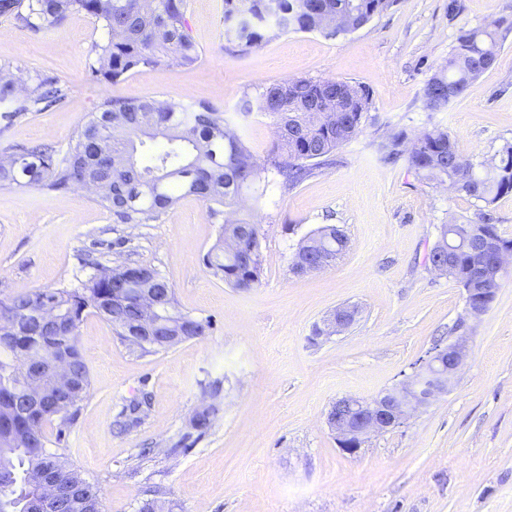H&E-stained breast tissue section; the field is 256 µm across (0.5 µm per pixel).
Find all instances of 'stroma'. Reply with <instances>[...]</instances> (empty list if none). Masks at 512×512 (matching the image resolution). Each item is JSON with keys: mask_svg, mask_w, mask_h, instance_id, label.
Masks as SVG:
<instances>
[{"mask_svg": "<svg viewBox=\"0 0 512 512\" xmlns=\"http://www.w3.org/2000/svg\"><path fill=\"white\" fill-rule=\"evenodd\" d=\"M449 1L394 0L336 38L279 32L243 51L224 38V0H186L197 61L114 83L90 71L103 37L94 17L74 12L60 27L32 32L0 16V64L25 81L53 76L66 93L48 110L0 119V156L37 144L67 151L77 127L111 97L203 100L263 166L236 209L261 227L263 273L248 290L206 268L222 224L196 198L180 199L155 223L118 224L77 186H0V297L78 287L91 273L80 259L90 256L154 268L184 313L212 323L205 336L144 355L102 317L80 323L89 393L73 425H46V448L100 488L102 512H137L157 491L174 512H512V277L470 322V355L447 394L354 455L327 422L336 400L371 399L404 379L464 315L462 288L432 272L426 255L442 224L476 219L480 202L421 184L406 161L388 163L380 149L392 132L413 139L434 127L477 161L512 141V32L495 65L447 107L428 109L421 98L460 29L512 21V0H453V12ZM292 78L346 80L370 104L332 165L287 186L266 166L275 122L237 110L258 87ZM326 224L344 230L345 252L322 270L294 273L299 242ZM342 306L356 307L355 322L323 335L324 320ZM215 379L223 383L219 414L192 448L177 449ZM145 395L141 422L119 430L122 407Z\"/></svg>", "mask_w": 512, "mask_h": 512, "instance_id": "35a3bbf8", "label": "stroma"}]
</instances>
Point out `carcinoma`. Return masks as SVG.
<instances>
[{"label": "carcinoma", "mask_w": 512, "mask_h": 512, "mask_svg": "<svg viewBox=\"0 0 512 512\" xmlns=\"http://www.w3.org/2000/svg\"><path fill=\"white\" fill-rule=\"evenodd\" d=\"M391 0H224V38L247 50L258 46L266 33L278 31L318 32L336 36L327 21L342 18L343 32L363 27ZM83 11L93 16L105 32L96 43L92 75L115 82L132 70L160 65L187 66L198 59V49L187 31L184 0H0V15L14 16L24 27L39 31L61 26L68 15ZM512 22L498 19L492 27L462 29L448 61L436 70L422 88L427 107L439 110L464 94L497 59L500 39ZM302 105L317 103L321 113L288 111V96ZM64 89L52 77L41 74L20 94L6 66H0V117L12 120L28 112H40L59 103ZM369 109V94L360 86L338 79L295 78L259 87L254 97L241 99L239 114L263 112L280 131V154L271 167L286 183L295 185L314 170L334 163L333 156L355 138ZM166 140L150 160L139 161V148L146 141ZM400 130L381 144L389 160L406 155L409 167L421 181L455 183L456 192L483 203L480 222L444 224L428 260L448 265V277L461 288L500 289L494 256L484 250L486 241L512 249L493 223V205L512 194V142H505L488 163L465 157L446 130L433 128L406 147ZM96 143L112 157V167L100 168L88 155ZM260 165L226 118L202 101H128L106 99L81 124L68 151L36 145L24 148L0 162V185L38 187L63 192L82 181L105 182L109 190L98 194L99 203L112 212L118 224H151L180 198L194 196L211 206V213L231 205L254 190ZM454 251L448 252V243ZM347 247L344 231L324 225L301 240L292 260L295 273L322 259L334 262ZM260 226L246 220L224 221L222 237L206 255L208 269L224 282L240 289L260 283L262 261ZM94 269L78 288L36 290L0 298V317L37 313L49 308L59 321L54 327H34L32 335L0 334V418L17 421L12 434H0V512H31L43 500L41 486L30 480L33 473H47L68 491L62 505L49 512H102L98 486L86 480L68 458L46 449L44 426L57 420L72 423L90 387L89 368L83 356L79 324L91 311L115 327L121 341L142 353L157 351L137 346L129 337L141 329L138 296L145 286L161 295L162 332H176L184 339L203 336L210 322L182 313L169 283L153 268L128 262ZM44 349L68 359L74 382L67 401L45 412L33 410L16 415L25 398L26 382L20 366L32 353ZM218 412L211 403L196 412L176 446L191 448L211 427Z\"/></svg>", "instance_id": "1"}]
</instances>
